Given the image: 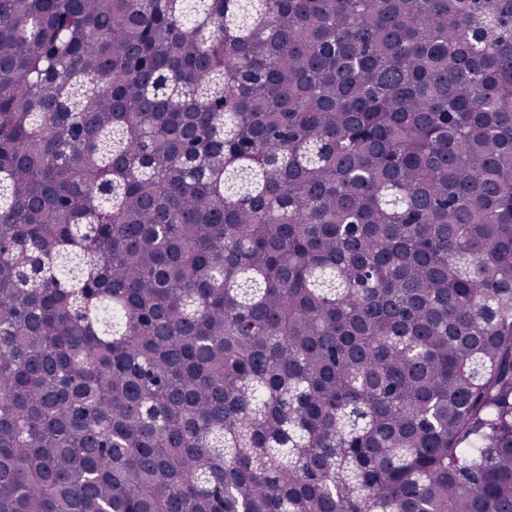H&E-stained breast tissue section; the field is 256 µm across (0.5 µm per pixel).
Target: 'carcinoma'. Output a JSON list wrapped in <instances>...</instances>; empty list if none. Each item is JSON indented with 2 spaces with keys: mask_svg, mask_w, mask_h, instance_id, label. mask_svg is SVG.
Returning a JSON list of instances; mask_svg holds the SVG:
<instances>
[{
  "mask_svg": "<svg viewBox=\"0 0 512 512\" xmlns=\"http://www.w3.org/2000/svg\"><path fill=\"white\" fill-rule=\"evenodd\" d=\"M0 512H512V0H0Z\"/></svg>",
  "mask_w": 512,
  "mask_h": 512,
  "instance_id": "obj_1",
  "label": "carcinoma"
}]
</instances>
